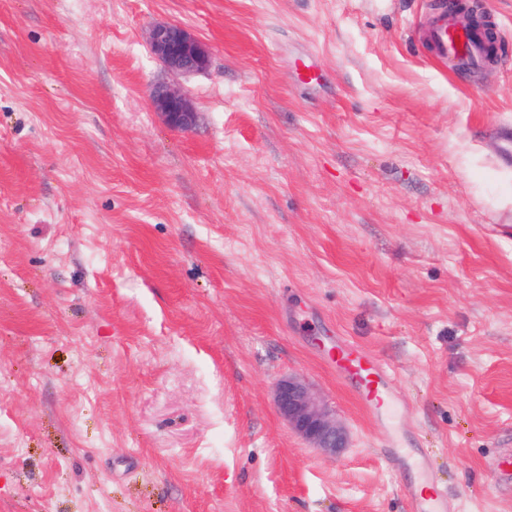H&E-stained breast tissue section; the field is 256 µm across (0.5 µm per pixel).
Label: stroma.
<instances>
[{
  "label": "stroma",
  "instance_id": "obj_1",
  "mask_svg": "<svg viewBox=\"0 0 512 512\" xmlns=\"http://www.w3.org/2000/svg\"><path fill=\"white\" fill-rule=\"evenodd\" d=\"M482 3L498 57L462 72L436 0H0V512H408L421 480L512 512V0ZM165 23L206 71L152 55ZM339 336L392 368L385 422ZM289 375L341 454L277 414ZM148 42L155 57L171 72H199L209 66L205 46L181 25L153 26L148 33ZM151 97L171 128L188 131L194 127L197 113L185 92L169 85H155ZM275 403L288 426L313 448L328 456L346 448L345 428L301 378H283L276 388Z\"/></svg>",
  "mask_w": 512,
  "mask_h": 512
}]
</instances>
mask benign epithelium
I'll use <instances>...</instances> for the list:
<instances>
[{
    "mask_svg": "<svg viewBox=\"0 0 512 512\" xmlns=\"http://www.w3.org/2000/svg\"><path fill=\"white\" fill-rule=\"evenodd\" d=\"M448 11L461 28L482 26L486 31L487 56L493 61L499 50L498 36L488 22L487 13L474 7V0H448ZM150 49L164 66L174 73H192L207 69L209 54L205 46L178 24L157 25L148 33ZM151 97L167 124L188 131L196 123L194 111L185 92L169 85H156ZM275 403L282 418L301 438L328 456H334L347 445L345 428L310 387L297 376L283 378L275 392Z\"/></svg>",
    "mask_w": 512,
    "mask_h": 512,
    "instance_id": "7a95c632",
    "label": "benign epithelium"
}]
</instances>
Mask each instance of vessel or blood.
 <instances>
[{"mask_svg":"<svg viewBox=\"0 0 512 512\" xmlns=\"http://www.w3.org/2000/svg\"><path fill=\"white\" fill-rule=\"evenodd\" d=\"M426 42L440 59L453 58L464 64L478 63L482 35L448 24V15L435 14L426 30ZM338 378L354 393L369 399L372 415L390 413L398 405V396L390 369L366 349L347 341H338L332 358Z\"/></svg>","mask_w":512,"mask_h":512,"instance_id":"b4317fda","label":"vessel or blood"}]
</instances>
